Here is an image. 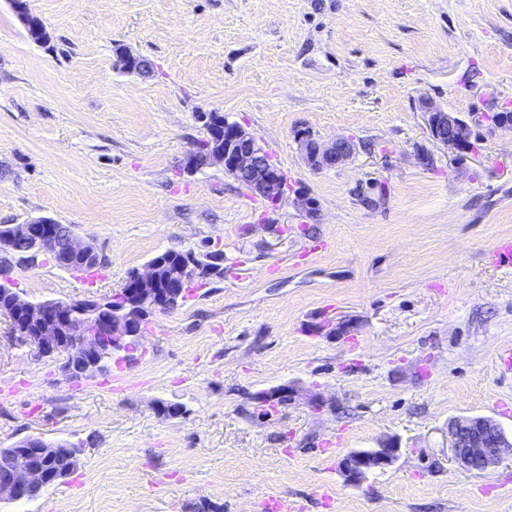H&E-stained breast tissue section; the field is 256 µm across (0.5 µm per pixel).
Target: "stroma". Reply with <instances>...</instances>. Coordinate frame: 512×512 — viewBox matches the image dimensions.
I'll return each instance as SVG.
<instances>
[{"instance_id":"35a3bbf8","label":"stroma","mask_w":512,"mask_h":512,"mask_svg":"<svg viewBox=\"0 0 512 512\" xmlns=\"http://www.w3.org/2000/svg\"><path fill=\"white\" fill-rule=\"evenodd\" d=\"M28 39L0 0V224L48 216L94 243L99 280L12 266L31 301L120 290L176 248L220 252L224 276L157 314L131 359L80 378L13 342L0 320V448L81 444L61 483L0 512H512V458L454 460L448 424L512 435V131L464 158L436 145L418 101L468 117L512 103V0H28ZM149 59L147 76L116 49ZM218 112L287 175L278 202L219 165L183 160ZM355 153L311 170L295 140ZM427 150L432 166L419 163ZM319 207L301 211L295 193ZM321 395L254 416L283 383ZM177 403L181 415L162 414ZM392 440L395 463L350 485L348 452ZM10 2L17 17L27 30L30 40L36 44L47 42L49 33L42 27L41 22L43 23V21H38L30 12L27 0H10Z\"/></svg>"}]
</instances>
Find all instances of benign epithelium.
<instances>
[{"mask_svg": "<svg viewBox=\"0 0 512 512\" xmlns=\"http://www.w3.org/2000/svg\"><path fill=\"white\" fill-rule=\"evenodd\" d=\"M10 2L30 40L36 44L47 42L49 33L30 12L27 0ZM123 56L128 72L142 74L150 69L147 60L129 51L123 52ZM419 108L432 141L453 153L471 151L474 124L480 121V116L464 119L427 97L420 99ZM203 121L208 132L214 126L223 129L224 147L209 150L202 164L198 161L197 148H192L185 157L187 170L219 164L224 173L244 184L254 195L273 197L277 201L283 198L286 188L283 171L273 163L256 136L235 122H213L208 115L203 116ZM297 141L306 163L314 171L340 167L355 151L354 142L343 136L326 143L302 131L297 134ZM51 222L52 218L42 216L24 224L0 226L4 229L5 240L4 247L0 248V266L9 268L23 259L38 265L47 258L55 260L61 268L75 271L98 264L97 247L80 240L72 229L63 231L56 227L49 233H42L41 225ZM209 263L211 259L207 257L193 256L188 263L173 267L164 256L156 257L144 270L134 273L139 287L124 291L120 299L106 298L113 310L110 318L78 321L67 301L33 302L18 294L11 302L0 304V318L9 323L16 342L31 348L40 357L85 358L87 367L82 372L69 370L65 363L61 366L64 375L79 378L97 371L98 356L112 352L130 339L139 341L152 315L178 306L182 294L154 287L159 279L182 281L190 276L196 278L204 270L213 275L216 270ZM299 396V387L290 383L257 394L261 400L283 399L288 405ZM448 437L455 461L470 471L490 470L503 462L506 452L512 453V436L491 418L459 417L450 423ZM54 448L55 443L40 437H26L9 448L14 466L0 471V503L26 500L34 487L46 488L65 477L63 473L52 475L44 471L36 461V457L44 456ZM398 452L393 441L369 450L351 451L341 460L340 469L349 483L359 485L368 474L392 466Z\"/></svg>", "mask_w": 512, "mask_h": 512, "instance_id": "benign-epithelium-1", "label": "benign epithelium"}]
</instances>
